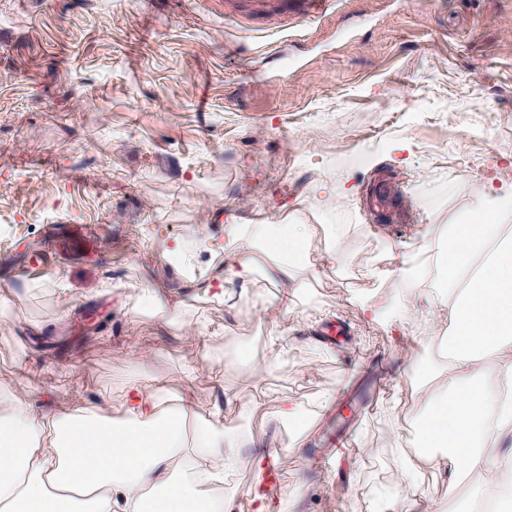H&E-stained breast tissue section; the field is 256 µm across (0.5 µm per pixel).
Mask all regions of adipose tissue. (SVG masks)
Listing matches in <instances>:
<instances>
[{
	"instance_id": "ef3b65f1",
	"label": "adipose tissue",
	"mask_w": 512,
	"mask_h": 512,
	"mask_svg": "<svg viewBox=\"0 0 512 512\" xmlns=\"http://www.w3.org/2000/svg\"><path fill=\"white\" fill-rule=\"evenodd\" d=\"M264 233L261 224L225 226L224 274L205 293L223 298L228 280L249 283L261 272L276 285L270 311L292 307L302 286L294 257L313 228L289 224L269 240ZM448 237V251L390 253L391 272L417 281L438 266L437 287L366 309L419 332L452 328L448 375L418 386L414 410L424 454L444 461L450 476L478 477L461 512H484L490 502L512 501L503 479L512 470V191L500 209L475 204L472 219L449 225ZM161 400L133 383L121 420L112 421L78 398L45 409L0 397V512H238L211 490L238 466L246 437L225 430L221 408L203 419L189 401L163 421ZM176 457L188 476H172Z\"/></svg>"
}]
</instances>
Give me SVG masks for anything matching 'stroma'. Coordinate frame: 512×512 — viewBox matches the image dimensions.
Here are the masks:
<instances>
[{
    "mask_svg": "<svg viewBox=\"0 0 512 512\" xmlns=\"http://www.w3.org/2000/svg\"><path fill=\"white\" fill-rule=\"evenodd\" d=\"M511 187L512 0H0V394L26 398L27 375L45 406L73 392L108 417L129 382L157 380L170 408L220 406L255 437L224 495L287 512L302 482L299 512H365L404 487L431 512L447 474L422 464L406 485L401 464L420 372L448 365L365 303L416 288L374 276L387 244L446 245ZM255 218L318 227L282 313L263 281L202 294L225 225ZM32 242L53 266L9 282ZM176 244L196 247L197 275ZM151 288L179 301L166 319L136 306ZM327 323L337 345L318 339ZM323 396L292 447L283 401L309 416ZM353 438L373 450L356 468L336 459ZM264 451L284 488L255 482Z\"/></svg>",
    "mask_w": 512,
    "mask_h": 512,
    "instance_id": "stroma-1",
    "label": "stroma"
}]
</instances>
